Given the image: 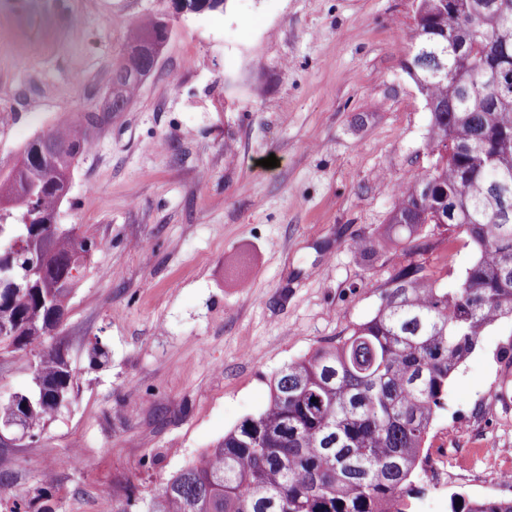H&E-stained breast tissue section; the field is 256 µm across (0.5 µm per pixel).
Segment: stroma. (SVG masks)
<instances>
[{
	"mask_svg": "<svg viewBox=\"0 0 512 512\" xmlns=\"http://www.w3.org/2000/svg\"><path fill=\"white\" fill-rule=\"evenodd\" d=\"M170 0H0V169L59 121L90 129L58 221L100 247L56 340L68 402L13 458L0 512L50 490L53 512H138L269 399L271 378L370 318L399 267L445 288L473 260L436 224L424 248L372 259L395 185L427 166L430 114L403 63L417 0H224L176 17ZM171 14L137 98L106 111L124 25ZM276 156L273 168L260 159ZM105 355L91 362L88 351ZM512 320L489 328L448 380L430 431L448 468L418 512L451 494L512 499ZM80 464L64 466L71 455Z\"/></svg>",
	"mask_w": 512,
	"mask_h": 512,
	"instance_id": "obj_1",
	"label": "stroma"
}]
</instances>
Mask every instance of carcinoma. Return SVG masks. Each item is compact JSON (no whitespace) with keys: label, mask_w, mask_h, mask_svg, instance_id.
Listing matches in <instances>:
<instances>
[{"label":"carcinoma","mask_w":512,"mask_h":512,"mask_svg":"<svg viewBox=\"0 0 512 512\" xmlns=\"http://www.w3.org/2000/svg\"><path fill=\"white\" fill-rule=\"evenodd\" d=\"M159 26L153 13L126 26L105 111L137 97L164 45ZM404 40L405 70L430 112L431 164L399 186L385 231L354 248L366 258L417 250L424 226L439 224L468 238L472 263L452 290L420 267L399 268L374 316L285 365L266 407L171 476L142 512H415L424 496L419 472L448 379L489 327L512 319V213L498 216L496 193L506 185L512 195V0H418ZM87 142L81 122L61 121L0 172V295L11 297L0 312L20 324L13 353L38 350L33 389L0 397V422L20 412L36 433L55 412L39 401L40 385L70 392L68 362L47 345L45 307L68 310L91 254L92 237L57 223ZM26 187L32 216L14 205ZM31 236L49 260L11 250ZM450 512H512V500L454 494Z\"/></svg>","instance_id":"cac0c4a2"}]
</instances>
